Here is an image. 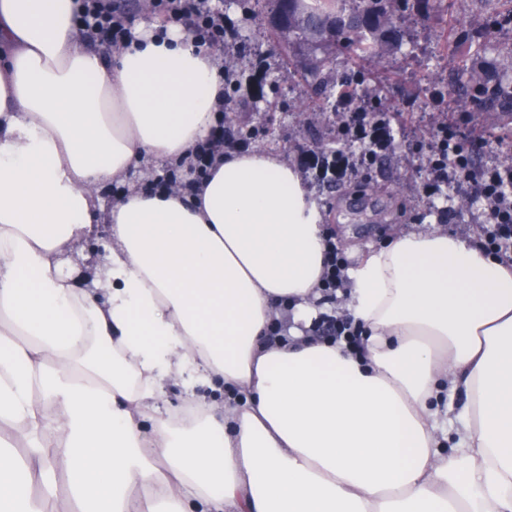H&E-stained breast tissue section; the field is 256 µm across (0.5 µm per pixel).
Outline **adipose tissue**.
Wrapping results in <instances>:
<instances>
[{
  "label": "adipose tissue",
  "mask_w": 512,
  "mask_h": 512,
  "mask_svg": "<svg viewBox=\"0 0 512 512\" xmlns=\"http://www.w3.org/2000/svg\"><path fill=\"white\" fill-rule=\"evenodd\" d=\"M77 10L0 0V427L25 449L0 452V512L62 483L67 512H512V265L403 232L346 272L360 349L304 334L327 236L301 170L238 149L193 194L104 204L206 141L224 85L152 22L104 59ZM99 222L85 288L60 266Z\"/></svg>",
  "instance_id": "ef3b65f1"
}]
</instances>
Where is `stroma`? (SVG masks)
I'll return each mask as SVG.
<instances>
[{"mask_svg":"<svg viewBox=\"0 0 512 512\" xmlns=\"http://www.w3.org/2000/svg\"><path fill=\"white\" fill-rule=\"evenodd\" d=\"M223 9L226 20L251 49L244 76L259 77L251 111L236 113L235 120L257 131L256 146L281 151L300 167L325 215L324 228L339 245L376 247L394 233L422 228L431 221L448 233L477 234L484 203L448 187L427 194L415 171V157L426 151L436 118L447 113L449 103L456 99L448 72L457 63L439 56L442 22L448 19L471 29H485L487 14L480 0H442V17L425 23L406 16L407 35L401 48L368 62L369 70L385 78L381 98L395 114L390 127L394 155L371 167L370 176L377 185L373 191L364 187L361 178L349 175L325 183L311 169L309 160L319 153L318 141L328 137L329 130L308 111L305 82L281 64L267 23L266 0L249 12L242 0H223ZM276 99L284 100V107L269 109V102ZM454 199L463 206L452 220L448 210Z\"/></svg>","mask_w":512,"mask_h":512,"instance_id":"35a3bbf8","label":"stroma"}]
</instances>
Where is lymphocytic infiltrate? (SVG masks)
Instances as JSON below:
<instances>
[{"label":"lymphocytic infiltrate","instance_id":"lymphocytic-infiltrate-1","mask_svg":"<svg viewBox=\"0 0 512 512\" xmlns=\"http://www.w3.org/2000/svg\"><path fill=\"white\" fill-rule=\"evenodd\" d=\"M165 20L189 21V34L198 43L211 48L223 47L230 29L224 22L221 0H156ZM79 23L82 28L102 38L108 45L126 41L130 22L117 0H82ZM347 119L341 127L345 136L360 140L359 161H350L344 152H337L335 161L341 172L358 173L360 163L374 158L383 149L390 121L386 113L373 114L360 102L345 106ZM472 123L471 111L459 112L454 124H440L423 168L427 174L426 189L436 192L452 185L473 193L487 204L481 224L480 243L498 260L512 263V164L478 166L472 161L466 132ZM235 143L224 129L212 136L190 154L188 170L191 180L180 181L176 172H168L162 183L167 188L188 192L192 180L206 175L208 168Z\"/></svg>","mask_w":512,"mask_h":512}]
</instances>
